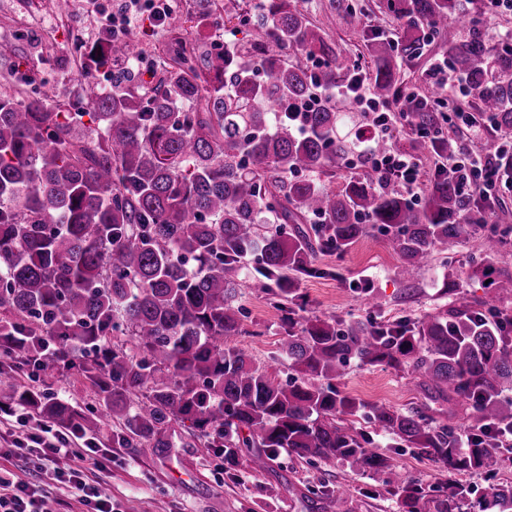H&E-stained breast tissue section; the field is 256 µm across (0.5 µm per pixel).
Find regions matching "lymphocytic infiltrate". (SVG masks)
<instances>
[{"label":"lymphocytic infiltrate","instance_id":"obj_1","mask_svg":"<svg viewBox=\"0 0 512 512\" xmlns=\"http://www.w3.org/2000/svg\"><path fill=\"white\" fill-rule=\"evenodd\" d=\"M78 13L89 39L108 43L137 29H152L164 24L169 10L161 2L148 5L144 0H82ZM340 94L352 98L363 111L370 113L373 131L382 135L396 130L399 118L412 111L416 100L412 92L398 99L377 100L366 75L357 69L340 91L325 89L317 83L313 86L312 101H287L283 109L304 112L309 110L311 103H332ZM419 166V161L408 155L388 153L377 158L373 170L381 186L397 184L412 195L419 183ZM461 167L469 170L470 187L480 196L491 198L503 191L512 193V180L499 178L491 158L472 153L447 158L446 170L453 172ZM77 436L75 428L44 425L24 440L15 442L13 447L0 448V457L26 459L37 468L52 472L59 482L88 505V512H115L111 498L90 485L80 467L69 464L68 459L73 453L71 443ZM38 488L37 482L0 470V512H57L39 495Z\"/></svg>","mask_w":512,"mask_h":512}]
</instances>
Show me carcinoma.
Returning a JSON list of instances; mask_svg holds the SVG:
<instances>
[{
  "label": "carcinoma",
  "instance_id": "obj_1",
  "mask_svg": "<svg viewBox=\"0 0 512 512\" xmlns=\"http://www.w3.org/2000/svg\"><path fill=\"white\" fill-rule=\"evenodd\" d=\"M197 21L225 24L214 0H197ZM481 0H387L402 31L393 42L370 39L376 96L405 90L399 62L437 37L451 72L465 84L481 120L512 130V42L491 50L478 27ZM260 55L186 53L173 38V63L149 89L122 72L112 89H80L99 126L64 112L41 94L0 87V375L75 371L101 409L78 410L36 387L12 406L94 436L104 419L123 417L127 448L170 447L179 422L199 431L232 461L260 448L257 468L285 450L298 458L336 460L355 473L391 483L390 459L368 449V432L347 422L362 413L398 448L456 472L498 475L509 449L462 444L449 421L462 406L469 430L512 426V269L495 262L512 228L485 231L492 206L466 185L465 172L433 177L413 202L375 179L350 176L326 188L319 176L359 146L360 157L390 151L388 139L344 128L352 113L334 105L296 121L278 110L311 84L307 62L322 61L321 84H344L346 55L296 7L259 0ZM296 61L281 59L280 51ZM91 60L141 59L131 39ZM448 115L432 105L411 113V155L451 156L457 141L442 131ZM379 232L416 280L439 244L479 236L467 278L486 299L458 296L415 320L370 321L346 329L334 318L300 314L306 277L336 276L315 265L341 260L358 240ZM270 295L288 328L281 383L231 345L245 332L236 304L242 272ZM405 369L424 400L444 417L416 408L368 406L336 380L350 359ZM393 491L404 512H421L427 492L406 476ZM470 488L456 482L434 512H463ZM477 512H512V480L491 488Z\"/></svg>",
  "mask_w": 512,
  "mask_h": 512
}]
</instances>
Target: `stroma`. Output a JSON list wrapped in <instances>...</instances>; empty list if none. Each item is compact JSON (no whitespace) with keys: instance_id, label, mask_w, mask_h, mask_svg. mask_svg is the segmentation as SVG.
<instances>
[{"instance_id":"35a3bbf8","label":"stroma","mask_w":512,"mask_h":512,"mask_svg":"<svg viewBox=\"0 0 512 512\" xmlns=\"http://www.w3.org/2000/svg\"><path fill=\"white\" fill-rule=\"evenodd\" d=\"M27 0H0V85L14 82L19 63L34 64L36 81L50 99L72 103L75 111H88L87 101L73 96L74 79L81 74L82 61L69 57L70 42L82 41L80 28L56 22L53 0H37L39 9L28 23H21ZM307 18L320 27L330 42L352 62L370 68L371 59L364 36L375 31L394 29L385 0H297ZM447 49L439 43L426 46L422 54L402 62L400 80L418 95L431 92L426 76L434 59L445 57ZM479 253L478 239L449 244L446 255H435L415 284L399 274L401 261L380 234L361 239L343 260L318 257V264L334 267L335 277L310 278L302 285L304 312L335 318L340 326L372 319L392 321L417 318L448 302L443 295L448 270L465 272L472 256ZM371 282L379 297V309H371L359 286ZM237 303L245 316L244 335L235 343L257 364L268 366L278 380H286L288 363L280 358V343L285 337L281 314L258 288H241ZM341 390L369 405L407 411L422 406L406 371L391 368L362 367L350 364L338 381ZM48 392L65 398L72 405L94 406L97 396L75 372H59L43 381ZM122 422L109 419L98 433L99 447L112 451V469L108 472L88 467L90 484L101 486L111 495L120 512H334L327 492L342 488L352 512H400V506L388 491L367 495L372 483L369 475L354 473L345 465L330 461L306 462L280 452L263 471H254V449L244 448L234 463H225L217 449L191 446L188 430L172 425L168 437L172 443L164 452L152 448H124L112 439ZM379 452L391 458L398 470L408 473L426 488L430 497H438L448 485L464 480L473 498H481L488 489L484 474L457 475L442 465L414 456L409 449L394 447L392 440L376 438Z\"/></svg>"}]
</instances>
